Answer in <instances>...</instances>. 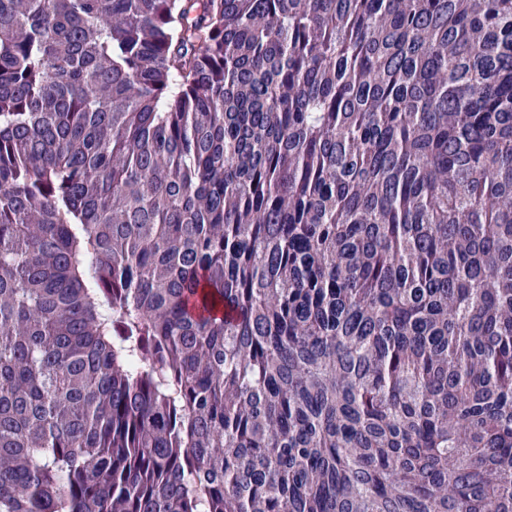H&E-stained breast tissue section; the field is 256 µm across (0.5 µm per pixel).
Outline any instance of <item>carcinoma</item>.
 <instances>
[{
  "label": "carcinoma",
  "instance_id": "1",
  "mask_svg": "<svg viewBox=\"0 0 512 512\" xmlns=\"http://www.w3.org/2000/svg\"><path fill=\"white\" fill-rule=\"evenodd\" d=\"M0 512H512V0H0Z\"/></svg>",
  "mask_w": 512,
  "mask_h": 512
}]
</instances>
